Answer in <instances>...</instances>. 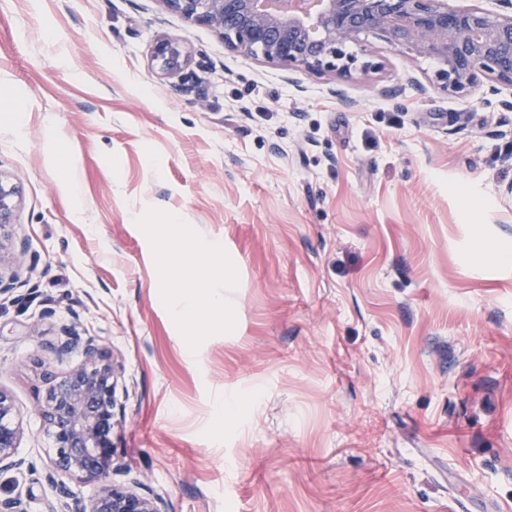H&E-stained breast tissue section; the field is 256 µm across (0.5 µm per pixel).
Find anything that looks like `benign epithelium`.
Masks as SVG:
<instances>
[{"mask_svg":"<svg viewBox=\"0 0 512 512\" xmlns=\"http://www.w3.org/2000/svg\"><path fill=\"white\" fill-rule=\"evenodd\" d=\"M162 2L186 20L211 27L224 46L246 55L259 50L290 73L348 77L357 62L349 48L365 47L374 38L433 60L439 89L449 95L465 96L482 85L490 95L512 89V0H496L497 13L477 5L450 9L448 0H275L277 6L266 11L256 0ZM153 60L163 74L182 78L178 91H197L198 84L182 77L189 54L180 43L158 37ZM15 196V188L0 179V266L9 256L4 228ZM79 346L84 363L53 379L36 405L53 445L45 479L60 498L47 512H166L162 498L112 482L116 371L93 338L72 330L61 337L56 353L63 357ZM21 434L19 409L0 390V471L22 466L15 458ZM102 480L106 484L87 501L69 486Z\"/></svg>","mask_w":512,"mask_h":512,"instance_id":"7a95c632","label":"benign epithelium"}]
</instances>
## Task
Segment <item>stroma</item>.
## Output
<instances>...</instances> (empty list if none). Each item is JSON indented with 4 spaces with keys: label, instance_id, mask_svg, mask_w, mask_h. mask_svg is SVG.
Here are the masks:
<instances>
[{
    "label": "stroma",
    "instance_id": "1",
    "mask_svg": "<svg viewBox=\"0 0 512 512\" xmlns=\"http://www.w3.org/2000/svg\"><path fill=\"white\" fill-rule=\"evenodd\" d=\"M161 34L198 93L158 69ZM369 59L292 77L162 0H0L24 462L1 498L58 500L36 403L83 361L55 352L72 324L120 367L113 482L167 512H512V112L406 50ZM173 213L226 305L183 326L153 235Z\"/></svg>",
    "mask_w": 512,
    "mask_h": 512
}]
</instances>
